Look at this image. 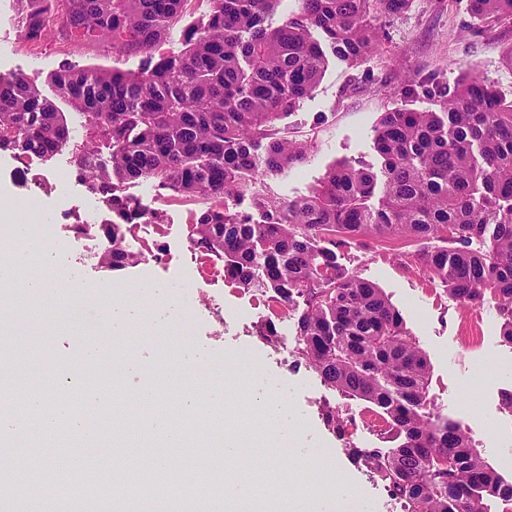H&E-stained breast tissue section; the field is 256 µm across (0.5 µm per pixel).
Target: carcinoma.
I'll list each match as a JSON object with an SVG mask.
<instances>
[{"label": "carcinoma", "mask_w": 512, "mask_h": 512, "mask_svg": "<svg viewBox=\"0 0 512 512\" xmlns=\"http://www.w3.org/2000/svg\"><path fill=\"white\" fill-rule=\"evenodd\" d=\"M19 2L32 40L54 27L56 14L73 40L144 57L135 73L63 65L52 76L56 97L82 118L84 139L72 149L78 175L110 215L99 235L112 248L98 255L100 266L135 261L124 231L140 222L141 207L118 194L124 183L154 179L203 200L194 249L222 265L224 277L302 308L304 364L383 419L396 447L351 442L347 451L402 512H512V484L480 457L460 423L435 410L429 360L399 310L336 254L366 237L429 243L417 255L424 271L463 303L493 300L501 336L512 344V104L474 67L452 86L429 79L420 88L440 110L383 113L374 138L378 170L341 162L307 196L285 202L253 192L249 210L232 213L225 198L306 157V144L275 131L329 59L367 61L380 40L377 16L400 14L410 0H297L276 26L267 18L281 0H211L203 31L186 32L179 51L159 57L152 51L185 0H166L164 10L159 0ZM468 6L479 22L512 19V0ZM68 144L57 104L22 75L1 72L0 150L48 160ZM323 419L347 435L335 408L325 407Z\"/></svg>", "instance_id": "1"}]
</instances>
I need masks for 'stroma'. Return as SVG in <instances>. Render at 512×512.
<instances>
[{"instance_id":"stroma-1","label":"stroma","mask_w":512,"mask_h":512,"mask_svg":"<svg viewBox=\"0 0 512 512\" xmlns=\"http://www.w3.org/2000/svg\"><path fill=\"white\" fill-rule=\"evenodd\" d=\"M377 24L381 42L370 59L358 68L330 60L316 89L284 120L289 138L308 145L306 159L282 174L258 178L257 190L287 201L315 189L339 161L379 166L374 136L381 112L396 107L436 109L435 98L408 90L423 80L445 85L473 64L500 100L512 102V68L503 61L512 49V23L474 21L468 0H411L405 12L379 17ZM24 29L18 0H0V72L22 74L48 97L53 94L50 76L62 65L134 72L143 64L142 57L101 43L74 41L60 48L56 34L50 32L33 52ZM0 186L8 188L15 205L39 201V210L28 213V223H65L57 189L37 188L9 151L0 150ZM120 192L143 207L160 208L163 220L134 226L126 233L125 245L140 254L139 264L112 273L92 268L71 283L72 291L89 295L88 302L74 310L83 334L69 330L67 317L73 309L60 300L45 307L31 332L19 336L28 376L38 381L49 400L63 399L70 386L90 389L96 396L110 387V407L124 413L134 409L144 388L171 375L196 400L187 408L169 404L158 412L137 446L119 450L110 433L94 434L82 444L83 468L95 469L105 478L119 458L134 477H142V460L164 447L169 430L179 429L189 414L196 417L198 428L181 440L182 454L170 465L180 469L185 456L196 455L200 485L213 482L207 470L209 457L223 454L225 431H237L246 441L224 463L221 479L226 487H234L242 465L249 464L254 471H265L272 481L289 473L293 484L310 495L314 512H401L384 483L345 450L350 440L362 447L383 448L386 439L360 430L347 440L325 424V405L336 406L346 418L364 411L365 405L328 390L315 371L301 364L296 313L272 320L260 292L231 283L219 273L205 291L223 295V324L203 311L174 330L179 313L174 294L195 268L207 264L189 246L201 203L173 196L151 179L125 183ZM421 248V243L409 241L393 250L383 247L381 239L363 238L340 248L338 255L349 270L382 288L399 309L430 359V396L436 410L461 422L482 457L498 466L501 457L512 455V414L501 408L502 393L512 390V345L500 336L494 302L470 306L455 300L418 265ZM106 299L111 312L130 321L128 335H113L111 328L102 326L97 304ZM146 304L153 308L148 318L141 312ZM270 320L282 338L281 346H268L256 334ZM472 322L478 325L479 340L472 347H460L458 337ZM246 349L265 363L255 384L283 407L287 432H272L261 407L242 399L246 383L238 359ZM91 353L112 364H131L132 369L110 376L105 386L87 381L84 363ZM221 413L227 422L223 429L215 425ZM61 451V440L48 436L26 457L0 446V472L17 477L48 469Z\"/></svg>"}]
</instances>
